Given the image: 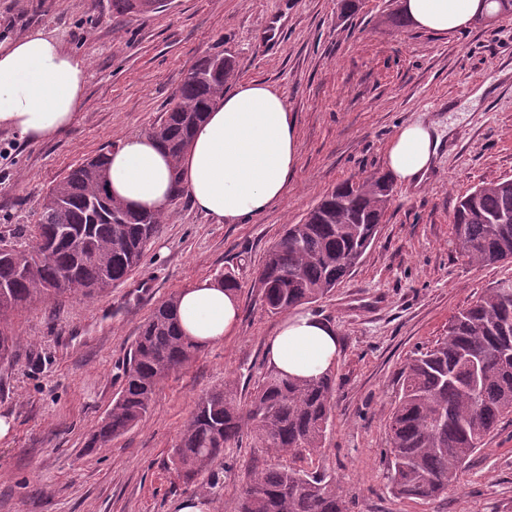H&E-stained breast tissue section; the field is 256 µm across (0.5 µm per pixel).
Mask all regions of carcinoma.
I'll list each match as a JSON object with an SVG mask.
<instances>
[{"instance_id": "cac0c4a2", "label": "carcinoma", "mask_w": 512, "mask_h": 512, "mask_svg": "<svg viewBox=\"0 0 512 512\" xmlns=\"http://www.w3.org/2000/svg\"><path fill=\"white\" fill-rule=\"evenodd\" d=\"M193 67L194 76L182 79L173 106L149 131L176 163L235 74L233 60L222 54ZM111 152L75 166L50 187L38 223L18 232L30 243L0 253L1 367L11 364L21 341L12 325L15 312L72 294L93 297L125 281L165 223V215L133 211L108 193ZM385 203L381 177L347 179L288 225L255 280L266 309L286 313L336 288L375 239ZM452 224V248L468 264L512 259V178L459 196ZM202 349L181 329L176 297L158 305L139 326L121 388L87 447H106L142 422L160 381ZM401 379L388 417L394 488L403 498H436L459 482L471 457L512 415V278L496 282L453 316L446 336L413 353ZM334 387L331 370L310 380L283 379L271 366L242 406L235 382L227 381L197 401L171 463L183 483L195 484L249 430L262 447L290 455L294 465L251 474L239 512H351L334 474L301 466L326 438Z\"/></svg>"}]
</instances>
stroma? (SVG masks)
<instances>
[{"label": "stroma", "mask_w": 512, "mask_h": 512, "mask_svg": "<svg viewBox=\"0 0 512 512\" xmlns=\"http://www.w3.org/2000/svg\"><path fill=\"white\" fill-rule=\"evenodd\" d=\"M402 0H156L144 14L112 0H0V39L57 36L86 62L85 104L60 135L31 142L0 128V246L36 223L42 198L72 167L148 132L171 107L186 70L222 54L240 83L262 81L295 118L299 161L285 199L246 224H219L189 198L128 278L91 299L70 296L16 312L22 343L0 368V512H179L204 496L238 512L249 473L290 465L244 433L221 464L187 485L170 463L198 397L231 377L248 400L269 367L266 345L283 320L263 306L257 272L286 225L337 184L384 173L397 129L436 123L443 140L420 184L395 182L362 261L307 310L336 328L332 425L315 467L335 472L352 512H512V415L471 458L459 486L432 500L391 490L386 421L401 371L445 336L450 318L499 280L451 251L456 200L512 177V13L438 35L387 23ZM232 275L240 317L224 342L158 385L147 417L105 448L87 441L121 386L122 361L155 306L196 281ZM155 288L141 295L136 283Z\"/></svg>", "instance_id": "1"}]
</instances>
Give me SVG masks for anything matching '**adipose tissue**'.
Instances as JSON below:
<instances>
[{
    "instance_id": "1",
    "label": "adipose tissue",
    "mask_w": 512,
    "mask_h": 512,
    "mask_svg": "<svg viewBox=\"0 0 512 512\" xmlns=\"http://www.w3.org/2000/svg\"><path fill=\"white\" fill-rule=\"evenodd\" d=\"M482 0H404L416 27L439 34L466 28ZM85 65L42 32L0 41V127L32 141L52 138L75 121L85 101ZM441 144L421 122L401 126L388 149V172L420 183ZM298 163L295 119L283 97L260 81L236 85L196 128L180 162L181 185L194 206L216 223L246 224L288 193ZM106 182L134 210L166 212L173 194L171 160L146 134H132L108 157ZM182 330L202 345L223 342L239 317L235 289L210 279L177 297ZM267 357L284 374L322 376L336 363L335 327L310 313L287 316L267 343Z\"/></svg>"
}]
</instances>
